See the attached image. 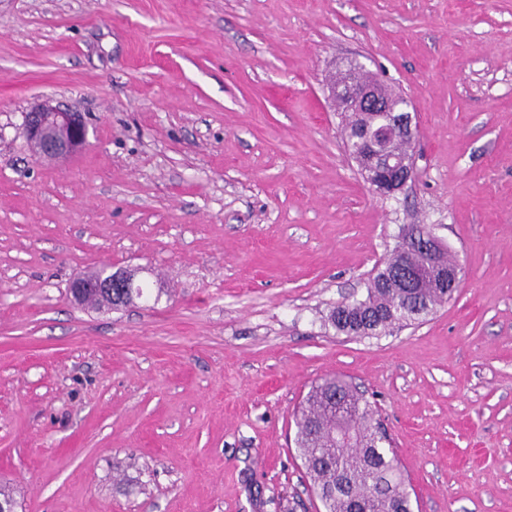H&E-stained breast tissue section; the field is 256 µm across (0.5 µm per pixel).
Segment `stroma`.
<instances>
[{
    "instance_id": "1",
    "label": "stroma",
    "mask_w": 512,
    "mask_h": 512,
    "mask_svg": "<svg viewBox=\"0 0 512 512\" xmlns=\"http://www.w3.org/2000/svg\"><path fill=\"white\" fill-rule=\"evenodd\" d=\"M416 105L415 178L376 194L327 84ZM83 113L37 158L23 115ZM406 224L454 252L422 322L353 337ZM142 299L89 309L77 275ZM357 385L414 512H512V0H0V486L18 512H323L312 385ZM23 131L41 159L67 158L88 145L83 115L49 101L25 113ZM118 286L119 288L133 289L137 288L134 294H125L120 291L112 292V288ZM95 291L101 297L106 298L105 301L100 302L94 297L87 298L80 305L87 306L92 309H100L107 307L110 309H118L125 307L134 302L135 299H141L144 296V288H138L135 283L134 276L126 270H104L98 276L86 275L73 279L69 286L70 296L74 301H80L84 298L87 291ZM113 293V295H112ZM109 298L112 299L108 300ZM112 304V307H111Z\"/></svg>"
}]
</instances>
